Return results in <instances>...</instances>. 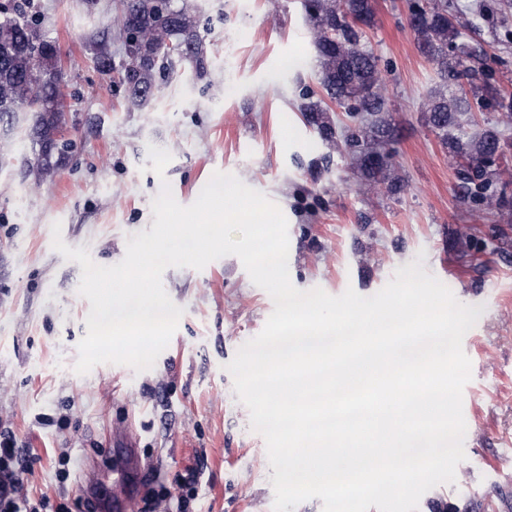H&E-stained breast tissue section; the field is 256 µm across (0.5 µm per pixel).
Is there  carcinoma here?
<instances>
[{"label":"carcinoma","mask_w":512,"mask_h":512,"mask_svg":"<svg viewBox=\"0 0 512 512\" xmlns=\"http://www.w3.org/2000/svg\"><path fill=\"white\" fill-rule=\"evenodd\" d=\"M12 2L11 9L0 11V129L11 130L18 112L36 113L30 129L36 153L24 164L47 175L74 147L62 136L65 112L59 80L40 83L45 76L59 75V54L46 39L38 47L27 46L38 39L39 17L31 10V0ZM305 7L323 95L351 119L343 137L345 152L371 185H382L390 193L405 191L404 181L391 176L392 155L385 150L392 135L385 118V77L378 57L364 44L365 29L376 16L374 0H305ZM409 10L417 49L441 78L440 88L424 102L427 122L448 149L467 194L485 208L498 210L502 200L491 190V167L504 154L498 132L488 129L470 139L452 130L461 128L459 117L472 111L473 100L479 107L495 108L503 123L512 124V90L480 80L479 71L468 65L477 50L457 43V16L441 0H410ZM120 34L126 53L122 82L127 97L138 106L154 96L156 74L183 63L204 73L203 42L173 0H124ZM169 42L184 45L185 52L168 54ZM303 117L321 142H335L336 127L321 102H308Z\"/></svg>","instance_id":"1"}]
</instances>
